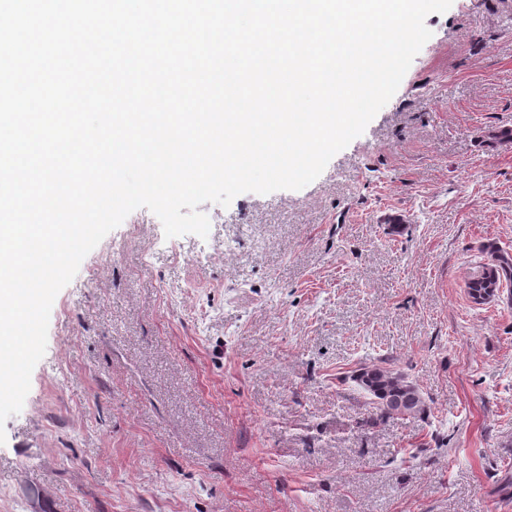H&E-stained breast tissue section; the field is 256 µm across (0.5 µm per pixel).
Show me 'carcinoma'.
<instances>
[{"mask_svg": "<svg viewBox=\"0 0 512 512\" xmlns=\"http://www.w3.org/2000/svg\"><path fill=\"white\" fill-rule=\"evenodd\" d=\"M495 273L502 276L503 281L511 283L512 258L504 254L492 257L489 263L479 266L469 278L467 288L483 287L484 280ZM350 379L374 400L379 410L377 414L379 419L392 416L416 417L426 413V403L419 388L407 374L399 369L374 365L354 371ZM394 392L411 395V404L405 410L399 411L387 404L388 397Z\"/></svg>", "mask_w": 512, "mask_h": 512, "instance_id": "obj_1", "label": "carcinoma"}]
</instances>
